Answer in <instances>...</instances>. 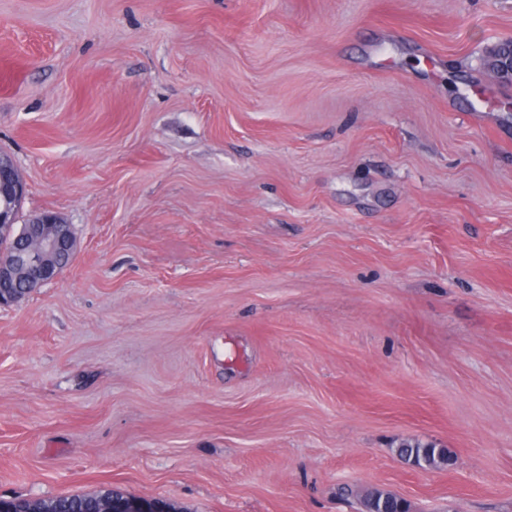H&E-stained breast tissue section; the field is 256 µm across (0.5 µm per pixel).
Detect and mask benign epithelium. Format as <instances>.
I'll return each instance as SVG.
<instances>
[{
  "label": "benign epithelium",
  "mask_w": 512,
  "mask_h": 512,
  "mask_svg": "<svg viewBox=\"0 0 512 512\" xmlns=\"http://www.w3.org/2000/svg\"><path fill=\"white\" fill-rule=\"evenodd\" d=\"M25 194L26 184L11 157L0 152V230L15 228V239L36 244L34 248L18 245L0 251V291L11 289L21 277L28 295L58 278L74 256L76 238L71 226L51 211L39 212L28 223L17 225V204ZM22 295L13 293L6 301L0 297V305L14 303Z\"/></svg>",
  "instance_id": "obj_1"
}]
</instances>
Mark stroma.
Segmentation results:
<instances>
[{
    "mask_svg": "<svg viewBox=\"0 0 512 512\" xmlns=\"http://www.w3.org/2000/svg\"><path fill=\"white\" fill-rule=\"evenodd\" d=\"M510 40L512 0H0V150L77 236L0 306V499L512 512ZM398 455L412 466L423 469H442L451 464L452 455L446 448L436 444L405 442L397 449ZM362 512H410V504L391 493L372 492L359 499Z\"/></svg>",
    "mask_w": 512,
    "mask_h": 512,
    "instance_id": "35a3bbf8",
    "label": "stroma"
}]
</instances>
